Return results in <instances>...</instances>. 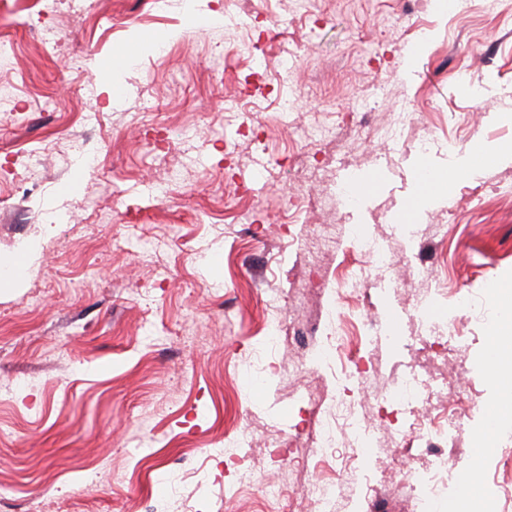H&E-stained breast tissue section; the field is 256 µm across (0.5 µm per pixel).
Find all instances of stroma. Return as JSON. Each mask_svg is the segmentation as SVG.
<instances>
[{"label":"stroma","instance_id":"1","mask_svg":"<svg viewBox=\"0 0 512 512\" xmlns=\"http://www.w3.org/2000/svg\"><path fill=\"white\" fill-rule=\"evenodd\" d=\"M217 14L220 24L195 25L152 0H58L33 18L0 17V36L19 47L6 77L26 107L0 118V197L26 150L45 137L63 145L33 172L28 213L0 209V263L27 264L0 287V512H152L177 499L187 512H260L256 490L238 485L246 466L294 497L336 480L340 512H415L364 503L340 459L274 460L280 440L304 456L308 400L336 391L330 366L275 369L319 349L301 329L335 318L336 294L280 302L295 340L264 344L263 327L272 290L302 296L335 265L313 244L319 225L345 246L357 226L429 245L440 222L448 246L429 255L430 276L447 277L468 308L451 297L420 322L413 270L395 254L390 288L363 307L372 328L349 351L378 362L381 390L393 391L410 359L402 342L457 315L441 372L449 399L479 405L450 432L448 471L477 469L496 512H512V491L494 482L512 431L475 450L504 386L486 345L488 290L512 277V160L458 178L424 209L416 179L421 158L444 170L474 144L512 145V13L491 0L452 15L435 0H307L299 12L291 0H231ZM148 35L163 51L115 59ZM284 99L292 111L280 112ZM403 106L414 120L391 150L376 129ZM316 124L327 140L308 139ZM185 126L194 141L178 138ZM422 139L433 142L425 155ZM356 177L373 183L351 208L342 186Z\"/></svg>","mask_w":512,"mask_h":512}]
</instances>
